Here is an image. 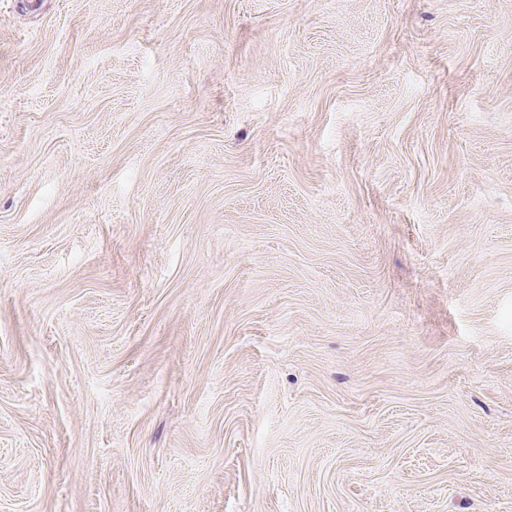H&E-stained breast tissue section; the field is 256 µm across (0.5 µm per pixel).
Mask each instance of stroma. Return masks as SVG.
Instances as JSON below:
<instances>
[{"label": "stroma", "mask_w": 512, "mask_h": 512, "mask_svg": "<svg viewBox=\"0 0 512 512\" xmlns=\"http://www.w3.org/2000/svg\"><path fill=\"white\" fill-rule=\"evenodd\" d=\"M0 512H512V0H0Z\"/></svg>", "instance_id": "1"}]
</instances>
